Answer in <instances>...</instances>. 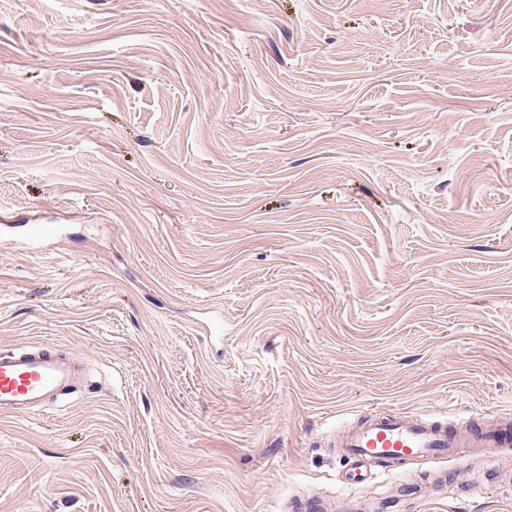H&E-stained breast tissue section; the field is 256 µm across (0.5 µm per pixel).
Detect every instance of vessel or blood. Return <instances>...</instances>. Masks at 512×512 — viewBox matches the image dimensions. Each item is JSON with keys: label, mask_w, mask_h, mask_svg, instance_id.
<instances>
[{"label": "vessel or blood", "mask_w": 512, "mask_h": 512, "mask_svg": "<svg viewBox=\"0 0 512 512\" xmlns=\"http://www.w3.org/2000/svg\"><path fill=\"white\" fill-rule=\"evenodd\" d=\"M83 368L74 353L48 343L0 351V416H31L74 392ZM331 444L348 464L344 483L356 486L373 473L398 472L421 460L462 465L485 449L511 448L512 421L378 413L344 425Z\"/></svg>", "instance_id": "b4317fda"}]
</instances>
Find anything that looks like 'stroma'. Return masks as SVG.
Instances as JSON below:
<instances>
[{"instance_id":"stroma-1","label":"stroma","mask_w":512,"mask_h":512,"mask_svg":"<svg viewBox=\"0 0 512 512\" xmlns=\"http://www.w3.org/2000/svg\"><path fill=\"white\" fill-rule=\"evenodd\" d=\"M1 217L0 349L88 376L0 418V512H512V448L327 446L512 417V0H0ZM331 448L347 460L346 485L366 482L373 472L405 471L407 465L429 460L468 464L484 448H511L512 421L438 420L427 414L377 413L357 418L333 436Z\"/></svg>"}]
</instances>
